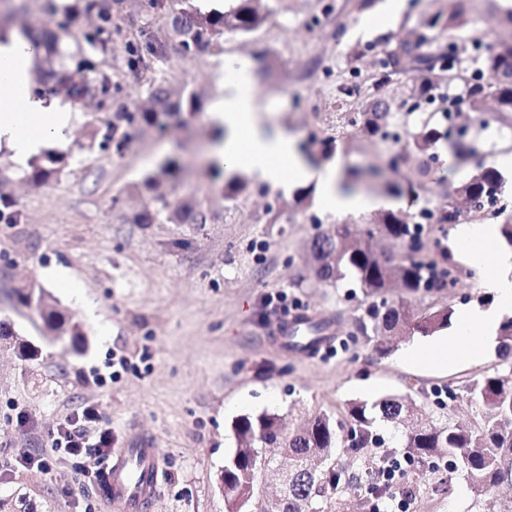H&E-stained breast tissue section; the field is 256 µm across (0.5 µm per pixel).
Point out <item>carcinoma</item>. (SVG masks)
<instances>
[{"instance_id":"carcinoma-1","label":"carcinoma","mask_w":512,"mask_h":512,"mask_svg":"<svg viewBox=\"0 0 512 512\" xmlns=\"http://www.w3.org/2000/svg\"><path fill=\"white\" fill-rule=\"evenodd\" d=\"M184 7L171 11V27L185 54L206 50H223L228 35L246 36L267 20L271 9L261 0H234L229 10L203 13L179 0ZM467 19L459 12L440 8L430 14L421 31L401 39L385 52L376 78L367 92L365 111L349 118L341 112L336 116V135L321 142L319 158L314 163L328 162L345 152L351 138L350 128L368 139L387 142L394 126V113L386 99L394 77L406 74L411 64L413 76L410 89L416 104L431 105L439 100L448 107L437 114L430 112L407 133L398 150L387 153L382 164L366 169L345 168L342 182L355 188L366 177L380 178L383 170L407 171L401 181L384 180L382 186L394 197L407 196L416 203L425 190L426 163L433 160L439 145L446 143L459 164L474 159L475 147L470 141L454 140L443 121L449 119L456 98L442 92L441 83L458 81L466 87L462 96L465 111L484 115L488 102L496 105V115L502 124L512 126V37L498 39L481 57V72L468 76L459 73V54L466 47L454 44L448 52L433 49L437 37L446 32L448 37L465 27ZM73 38L69 18L54 21L53 33L36 40L43 49L48 69L43 81L56 89L66 90L77 100L84 89L69 83L64 63L63 42ZM203 107V96L189 90L178 100L163 84L150 88L147 105L138 115L120 112L116 121L106 126L103 138L110 139L125 120L166 129L172 122L188 123ZM64 159L46 153L33 163L31 179L49 184L58 178ZM213 175L223 178L221 193L232 202L248 192L249 182L242 175L226 173L212 164ZM184 170L178 157L165 160L156 171L144 176L139 192L148 195L146 203L133 215L135 224H154L160 217L177 224H205L211 216L201 205L177 199L159 191L160 185L175 184ZM504 177L493 164L484 161L475 164L472 176L446 189L433 206L431 216L437 224H458L463 211L482 218L486 199L504 189ZM421 225L408 221L400 210H386L376 214L366 233L353 224H330L315 235L308 244L306 261L316 280L330 287H339L351 278L368 305L356 317L357 331L366 344L380 354L387 355L388 339L392 336L420 334L430 336L448 328L453 309L441 306L426 313L416 312L411 297L423 290L439 289L444 284L431 275L434 262L416 255L415 240ZM19 302L36 311L43 321L45 335L58 336L60 341H71L79 349L83 332L73 317L62 312L42 289L29 286L26 292H17ZM497 356L500 362L493 371L475 379L467 386L468 392L481 407V422L477 425L459 422L453 418L423 419L411 397L387 395L348 403L345 419L320 412L300 429L288 433L281 428L277 413L263 411L245 413L233 421L235 449L224 459L225 485L229 509L259 512L260 504L250 494L252 475L250 463L262 448H279L280 456L268 462L274 467L288 461V485L276 502L279 512H325L324 507L336 494L346 492L352 485L347 471L334 458L339 433L349 432V450L362 457L377 447L380 436L378 424L387 422L401 425L412 419L416 424L405 431L400 441L407 456L424 467L434 458L452 459L454 471L476 492L490 486L512 490V317L504 319L498 329Z\"/></svg>"}]
</instances>
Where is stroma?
Segmentation results:
<instances>
[{"mask_svg": "<svg viewBox=\"0 0 512 512\" xmlns=\"http://www.w3.org/2000/svg\"><path fill=\"white\" fill-rule=\"evenodd\" d=\"M112 20L79 12L72 28L79 40L66 64L88 96L43 87L45 98L71 104L79 119L60 153L67 164L58 181L34 183L30 167L0 151V194L12 201L0 211V512H108L100 483L90 475L95 458L73 461L51 452L48 434L67 413L85 404L101 408L112 426V445L151 443L163 467L147 512H225L217 480L234 449L233 420L244 413L279 414L287 429L326 411L342 415L348 402L411 394L424 412L438 416V393L456 386L452 417L470 422L480 407L465 386L498 362L486 345L470 362L406 363L405 351L420 336L395 340L380 356L358 336L355 319L365 306L352 284L328 287L309 277L304 248L328 224L366 227L371 214L336 215L319 199L296 205V190L274 189L250 179L248 193L227 202L200 160L211 145V114L224 97L225 75L250 61L269 123L298 137L309 153L331 135L329 117L340 90L366 92L383 56L384 39L399 40L435 10L434 0H405L386 33L360 26L361 0H270L268 21L248 38H229L223 51L184 54L164 18L144 0H109ZM464 9L473 39L462 65L479 67L482 44L512 31L502 0H449ZM104 27L111 41L100 53L87 38ZM109 77V96L96 87ZM172 92L202 91V112L188 125L165 131L121 125L113 140H90L92 126L119 112H139L153 84ZM185 160L175 185L179 198L200 202L205 224H136L141 200L134 187L166 158ZM278 212L270 223L269 212ZM472 265L453 254L447 288L416 296L424 311L491 304L492 294L469 277ZM305 275L295 285L296 275ZM35 284L59 309L73 314L85 335L82 352L44 337L36 312L21 305L17 288ZM283 295L291 312L331 325L333 341L320 352L284 349L273 331L279 314L270 304ZM28 418L18 426L17 414ZM383 446L367 460L339 447L336 460L355 474L349 493L328 502L329 512H370L367 486L384 459L401 455L399 429L379 427ZM46 458L49 468L16 469L20 453ZM75 476L64 491L62 476ZM411 491L409 512H507L512 498L499 488L474 492L440 463L409 465L397 479Z\"/></svg>", "mask_w": 512, "mask_h": 512, "instance_id": "1", "label": "stroma"}]
</instances>
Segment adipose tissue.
Segmentation results:
<instances>
[{"instance_id":"ef3b65f1","label":"adipose tissue","mask_w":512,"mask_h":512,"mask_svg":"<svg viewBox=\"0 0 512 512\" xmlns=\"http://www.w3.org/2000/svg\"><path fill=\"white\" fill-rule=\"evenodd\" d=\"M35 59L33 41L20 30L0 33V149L7 150L22 166L47 146L67 141L76 119L68 106L34 94L31 75ZM224 90L221 108L212 119L226 130L216 151L228 164L246 169L274 188L284 186L289 179L316 182L323 209L332 213L345 215L387 207V200L343 192L338 168H311L299 154L293 136L266 130L249 70H241L227 81ZM498 236L495 224L457 226L454 247L484 268L482 285L495 294L497 302L487 308L473 305L460 309L447 344L413 348L407 354L409 360L426 362L450 349L457 359L473 360L480 355L474 337H495L503 312L512 310V251H491Z\"/></svg>"}]
</instances>
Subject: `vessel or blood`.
Segmentation results:
<instances>
[{
	"mask_svg": "<svg viewBox=\"0 0 512 512\" xmlns=\"http://www.w3.org/2000/svg\"><path fill=\"white\" fill-rule=\"evenodd\" d=\"M162 458L145 445L122 448L104 467L102 491L114 512H144L158 490Z\"/></svg>",
	"mask_w": 512,
	"mask_h": 512,
	"instance_id": "obj_1",
	"label": "vessel or blood"
}]
</instances>
